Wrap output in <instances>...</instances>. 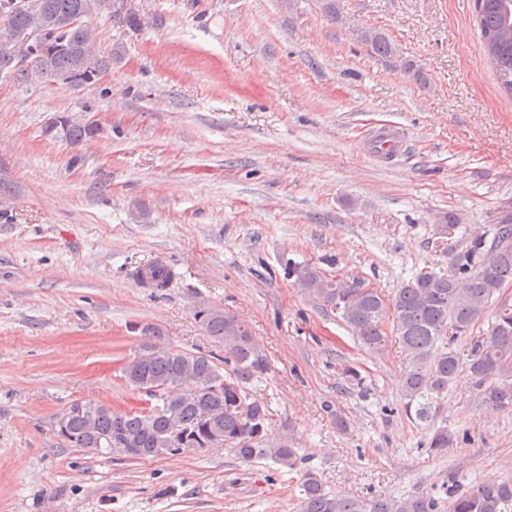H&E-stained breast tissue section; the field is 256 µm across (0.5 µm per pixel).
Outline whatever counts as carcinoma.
I'll use <instances>...</instances> for the list:
<instances>
[{
    "mask_svg": "<svg viewBox=\"0 0 512 512\" xmlns=\"http://www.w3.org/2000/svg\"><path fill=\"white\" fill-rule=\"evenodd\" d=\"M473 17L486 61L512 94V0H473ZM107 15L120 27L137 29L143 17L133 0H0V59L21 36L42 34L64 48L36 50L19 67H4L23 81L81 87L109 68L110 61L92 52L95 30L87 18ZM361 40L371 54L387 57L393 47L382 34L366 30ZM53 138L79 144L98 131L69 116ZM450 270L422 269L387 299L358 278L331 276L313 264L294 267L298 285L341 313L342 319L371 351L385 349L387 321L406 354L402 380L405 413L419 421L431 417L434 398L467 371L494 409H512V303L494 307L487 334L474 342L467 358L454 348L484 316L493 297L512 285V214L499 218L491 231H473L450 248ZM145 288L161 291L173 279L171 267L156 260L137 271ZM198 317L207 335L224 348V364L205 352L188 353L151 346L122 368L126 382L138 390L158 388L160 410L117 412L102 404H86L66 421L65 441L78 448L108 454L112 448H138L137 458L205 453L226 448L244 462L270 458L294 468L302 462L298 449L268 436L271 411L248 384L270 370L248 325L237 315L204 309ZM453 444L442 428L428 441L432 455ZM299 512H440L431 495L409 498L359 499L325 491L315 473L302 474ZM512 507V481L484 483L471 492L449 490L448 512H507Z\"/></svg>",
    "mask_w": 512,
    "mask_h": 512,
    "instance_id": "carcinoma-1",
    "label": "carcinoma"
}]
</instances>
